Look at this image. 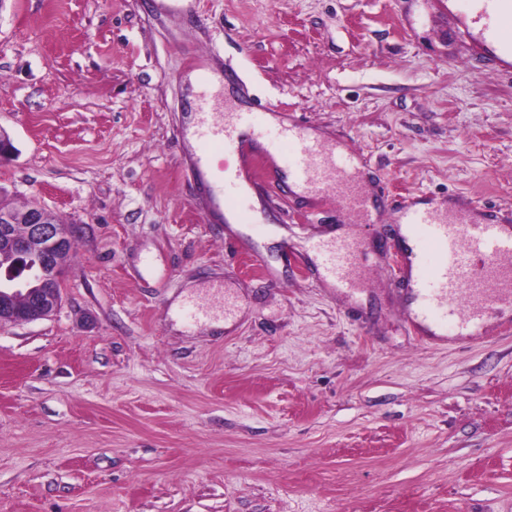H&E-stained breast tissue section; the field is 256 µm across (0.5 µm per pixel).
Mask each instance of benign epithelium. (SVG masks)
<instances>
[{
  "label": "benign epithelium",
  "instance_id": "1",
  "mask_svg": "<svg viewBox=\"0 0 512 512\" xmlns=\"http://www.w3.org/2000/svg\"><path fill=\"white\" fill-rule=\"evenodd\" d=\"M54 214L38 202L0 204V324L29 323L51 316L60 303L59 271L68 241Z\"/></svg>",
  "mask_w": 512,
  "mask_h": 512
}]
</instances>
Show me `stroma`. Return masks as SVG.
I'll use <instances>...</instances> for the list:
<instances>
[{"label": "stroma", "instance_id": "35a3bbf8", "mask_svg": "<svg viewBox=\"0 0 512 512\" xmlns=\"http://www.w3.org/2000/svg\"><path fill=\"white\" fill-rule=\"evenodd\" d=\"M467 0H5L0 201L75 226L53 316L0 325V512H512V310L414 327L401 211L512 225V71ZM268 114L232 224L194 176L189 76ZM296 123L361 161L369 213L293 194ZM361 245L333 288L317 244ZM208 307L207 321L178 313Z\"/></svg>", "mask_w": 512, "mask_h": 512}]
</instances>
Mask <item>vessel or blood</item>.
<instances>
[{"instance_id":"1","label":"vessel or blood","mask_w":512,"mask_h":512,"mask_svg":"<svg viewBox=\"0 0 512 512\" xmlns=\"http://www.w3.org/2000/svg\"><path fill=\"white\" fill-rule=\"evenodd\" d=\"M470 11L484 21L480 34L470 39L473 49L485 51L492 42L500 46L503 56L512 58V0H470ZM196 116L193 135L199 150L193 164L200 172H212L213 160L225 143L241 142L242 128L256 126L261 118L257 112H230L223 120H215L214 105L203 95L198 98ZM278 132L280 139L292 145L289 167L298 173L299 184L309 194H318L333 183L348 192L351 204L368 208V200L350 191L354 158L305 136L299 125L286 124ZM405 220L432 242L440 257L432 271L419 269L412 275L413 291L421 301L418 317L445 326L438 310L451 307L463 296L469 312L458 319L455 338L465 341L482 335L488 310L512 306V231L459 212L411 210ZM359 252V244L345 239L320 247L324 274L337 287H354Z\"/></svg>"}]
</instances>
